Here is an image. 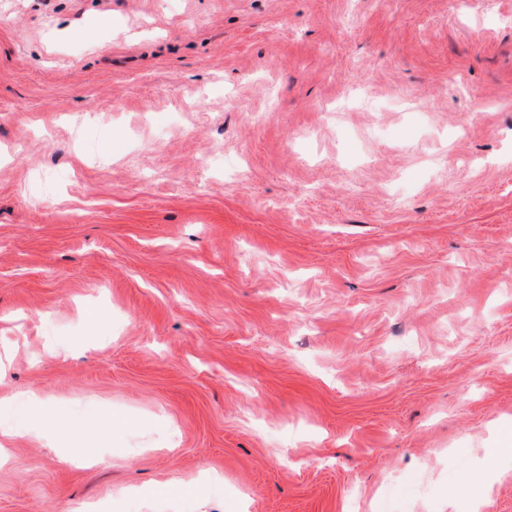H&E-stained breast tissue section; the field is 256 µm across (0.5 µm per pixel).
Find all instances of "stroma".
I'll list each match as a JSON object with an SVG mask.
<instances>
[{"mask_svg":"<svg viewBox=\"0 0 512 512\" xmlns=\"http://www.w3.org/2000/svg\"><path fill=\"white\" fill-rule=\"evenodd\" d=\"M29 387L0 512H512V0H0Z\"/></svg>","mask_w":512,"mask_h":512,"instance_id":"35a3bbf8","label":"stroma"}]
</instances>
